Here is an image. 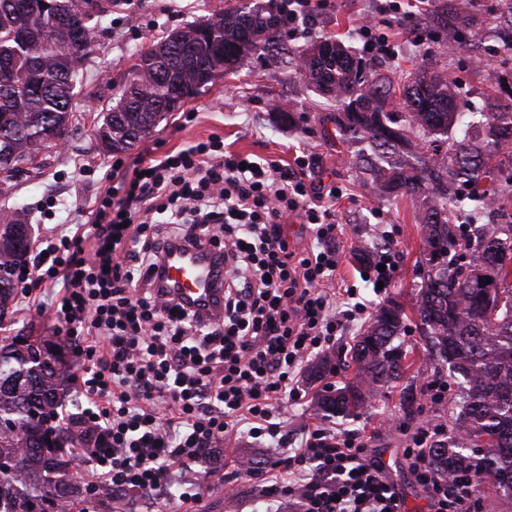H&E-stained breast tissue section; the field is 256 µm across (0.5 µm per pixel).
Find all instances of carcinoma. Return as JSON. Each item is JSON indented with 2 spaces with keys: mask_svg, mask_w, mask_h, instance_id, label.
Masks as SVG:
<instances>
[{
  "mask_svg": "<svg viewBox=\"0 0 512 512\" xmlns=\"http://www.w3.org/2000/svg\"><path fill=\"white\" fill-rule=\"evenodd\" d=\"M90 0H0V165L53 146L52 137L72 131V102L82 66L97 52ZM419 20L422 30L456 33V49L479 50L482 20L462 0ZM504 49L512 52V8L495 17ZM52 24L30 41L23 27ZM193 32L189 50H163L168 39L140 50L131 76L115 90L100 130L112 134V151L134 147L167 115L173 91L186 102L204 85L203 67L229 70L251 57L295 67L330 103L344 139L361 148L354 164L374 193L389 200L408 196L424 244L427 271L417 293L416 327L429 359L461 375L462 411L455 434L427 448L436 471L449 478L471 469L476 483L512 501V189L497 187L504 167H512V104L487 101L481 108L464 99L454 78L411 77L404 84L402 111L392 109L397 80L375 69L339 41H321L292 56L288 16L276 18L247 4L181 27ZM448 150L439 154L441 144ZM503 221L478 223L488 206ZM29 239L0 233V310L15 300L10 253L25 251ZM501 261L492 282L479 277L487 252ZM405 330L404 311L381 305L354 345L356 381L318 399L320 410L348 415L366 406L378 389L403 378L406 354L393 341ZM32 347L0 348V512H66L79 490L64 481L71 468L65 449L46 441V423L57 416L60 387L68 370Z\"/></svg>",
  "mask_w": 512,
  "mask_h": 512,
  "instance_id": "cac0c4a2",
  "label": "carcinoma"
}]
</instances>
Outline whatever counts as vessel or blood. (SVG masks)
Segmentation results:
<instances>
[{
  "instance_id": "b4317fda",
  "label": "vessel or blood",
  "mask_w": 512,
  "mask_h": 512,
  "mask_svg": "<svg viewBox=\"0 0 512 512\" xmlns=\"http://www.w3.org/2000/svg\"><path fill=\"white\" fill-rule=\"evenodd\" d=\"M224 267L204 245L174 249L162 261L161 283L172 295L187 303L206 320L224 312Z\"/></svg>"
}]
</instances>
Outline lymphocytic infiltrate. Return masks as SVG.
I'll use <instances>...</instances> for the list:
<instances>
[{"label":"lymphocytic infiltrate","instance_id":"lymphocytic-infiltrate-1","mask_svg":"<svg viewBox=\"0 0 512 512\" xmlns=\"http://www.w3.org/2000/svg\"><path fill=\"white\" fill-rule=\"evenodd\" d=\"M294 162H245L216 138L140 160L135 177L96 195L90 222L17 274L32 309L61 326L76 364L69 382L85 399L79 422L93 443L72 458L87 470L88 493L108 484L141 496L206 460L226 435L277 437L282 407L303 398V364L365 312L354 289L342 303L332 287L336 196L312 192L307 156ZM293 215L311 227L308 248L288 239ZM181 241L222 259V318L201 321L161 296L155 273ZM48 282L61 286L50 304L34 294ZM441 432L418 428L410 469L430 512H471V474L443 480L424 453ZM366 450L361 434L307 428L299 448L273 462L279 475L263 494L297 512H401Z\"/></svg>","mask_w":512,"mask_h":512}]
</instances>
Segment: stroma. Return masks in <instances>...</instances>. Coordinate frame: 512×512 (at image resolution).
I'll return each instance as SVG.
<instances>
[{"mask_svg": "<svg viewBox=\"0 0 512 512\" xmlns=\"http://www.w3.org/2000/svg\"><path fill=\"white\" fill-rule=\"evenodd\" d=\"M385 0H326L324 8L311 18L297 19L290 44L304 49L331 37L342 41L357 56H364L365 39L356 30L360 16L371 18L374 33L389 37L398 55L374 57V64L394 75L414 74L421 70L446 73L455 77L463 93L475 104H482L494 84L487 80L484 67L499 61L500 46L489 36H481V58L449 49L447 43L434 45L430 58H422V42L408 34V16L381 12ZM247 3L268 5L269 0H131L120 12L104 17L98 24V49L88 62L77 86L73 102L77 124L63 147L45 151L40 166L24 169L0 184V210L19 212L33 227L34 250L45 248L52 235L63 225L87 220L89 202L106 185L115 161L132 168L142 155L158 158L174 153L209 137L221 138L226 151L253 160L273 159L287 165L296 152H306L312 164L310 179L315 188H336L342 197L336 214L342 233L337 240L341 255L336 272L337 286L356 288L361 302L370 311L387 300L411 307L421 285L419 267L424 259L416 215V205L407 196L393 202L376 198L353 165L354 147L343 143L336 130V110L301 77L289 75L258 61L225 72L209 83L195 99L168 115L156 131L132 149L107 153L99 144L94 121L112 102V87L130 75L134 55L150 42L176 27L202 22L219 11ZM290 112L293 122L283 121L282 112ZM385 244L394 253L398 265L395 278L386 292L375 294L371 282L356 259L363 247ZM15 314L0 323V337L17 333L46 337L66 368H73L56 323L29 311L23 299H15ZM369 315L356 320L336 336L327 351L332 369L323 378H302L306 397L301 404L287 407L286 424L279 437L263 438L255 443L244 436L233 437L219 454L184 470L194 479L201 494L198 512H294L288 502H268L261 496L266 469L285 447H298L306 427L317 424L334 426L364 435L369 456L382 461L385 475L397 488L404 512H428L427 493L412 474L404 456L411 446L418 425L431 422L452 429L457 413L452 398L431 401L424 389L431 381L456 386L447 366H434L426 360L423 342L415 325H408L398 342L408 353L409 379L382 389L372 406L361 409L356 417L342 418L320 412L317 399L351 381L355 365L350 349L356 336L367 328ZM412 388L423 406L416 420H409L401 408L404 388ZM251 468H243L244 460ZM231 480L233 495H225L224 480ZM177 487L134 497L112 495L103 488L95 501L80 503L81 512H182Z\"/></svg>", "mask_w": 512, "mask_h": 512, "instance_id": "35a3bbf8", "label": "stroma"}]
</instances>
